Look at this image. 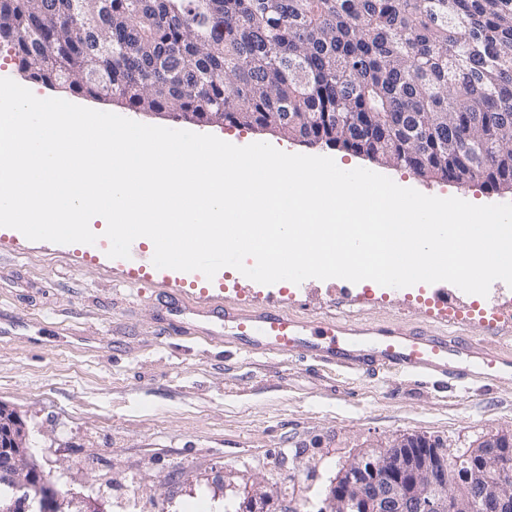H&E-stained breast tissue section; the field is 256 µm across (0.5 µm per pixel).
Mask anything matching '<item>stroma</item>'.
I'll return each instance as SVG.
<instances>
[{
	"label": "stroma",
	"instance_id": "1",
	"mask_svg": "<svg viewBox=\"0 0 512 512\" xmlns=\"http://www.w3.org/2000/svg\"><path fill=\"white\" fill-rule=\"evenodd\" d=\"M42 98L240 143L273 142L288 151L364 167L441 198L476 205L512 202V190L480 181L437 182L333 147H310L268 131L197 125L133 112L111 99L31 84ZM109 243L31 241L0 227V402L16 409L37 441L42 470L96 512H117L128 492L137 512H197L223 505L224 489L271 492L269 512H320L331 482L361 448L424 435L449 451L474 447L489 431L512 428V383L475 381L451 389L396 371L369 378L285 357L225 352L190 336L158 330L163 306L191 283L155 269L133 277ZM215 303L274 304L297 315L350 314L373 322L430 324L464 331L484 348L512 353L511 336H484L439 319L427 303L445 293L459 309L512 301L494 282L475 297L447 282L366 287L344 279L254 282L234 268L207 281Z\"/></svg>",
	"mask_w": 512,
	"mask_h": 512
}]
</instances>
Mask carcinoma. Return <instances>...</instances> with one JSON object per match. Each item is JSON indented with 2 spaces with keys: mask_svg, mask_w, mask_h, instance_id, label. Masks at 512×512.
I'll use <instances>...</instances> for the list:
<instances>
[{
  "mask_svg": "<svg viewBox=\"0 0 512 512\" xmlns=\"http://www.w3.org/2000/svg\"><path fill=\"white\" fill-rule=\"evenodd\" d=\"M29 81L512 186V0H0Z\"/></svg>",
  "mask_w": 512,
  "mask_h": 512,
  "instance_id": "cac0c4a2",
  "label": "carcinoma"
}]
</instances>
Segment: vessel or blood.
Instances as JSON below:
<instances>
[{
    "label": "vessel or blood",
    "instance_id": "vessel-or-blood-1",
    "mask_svg": "<svg viewBox=\"0 0 512 512\" xmlns=\"http://www.w3.org/2000/svg\"><path fill=\"white\" fill-rule=\"evenodd\" d=\"M194 315L220 323L225 341L248 354L338 365L367 376L393 367L423 380L438 378L458 386L475 379L512 380V356L488 351L476 339L422 326L300 317L273 305L234 303L220 311L198 309ZM480 327L484 335H500L512 329V314L501 316L498 304L490 303Z\"/></svg>",
    "mask_w": 512,
    "mask_h": 512
}]
</instances>
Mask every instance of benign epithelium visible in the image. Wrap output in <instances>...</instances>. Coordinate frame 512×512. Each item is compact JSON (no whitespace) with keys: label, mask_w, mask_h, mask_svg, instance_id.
I'll list each match as a JSON object with an SVG mask.
<instances>
[{"label":"benign epithelium","mask_w":512,"mask_h":512,"mask_svg":"<svg viewBox=\"0 0 512 512\" xmlns=\"http://www.w3.org/2000/svg\"><path fill=\"white\" fill-rule=\"evenodd\" d=\"M20 414L0 402V512H90L39 467ZM454 457L464 479L448 486L439 439L396 437L361 449L329 487V512H512V429L490 431Z\"/></svg>","instance_id":"1"}]
</instances>
